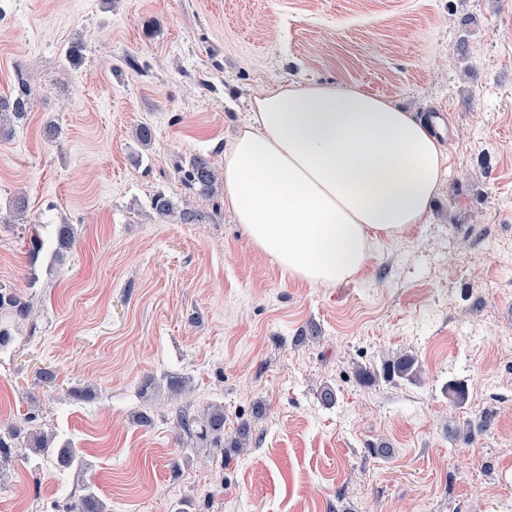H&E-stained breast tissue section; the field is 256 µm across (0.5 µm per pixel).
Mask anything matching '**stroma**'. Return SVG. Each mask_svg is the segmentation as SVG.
<instances>
[{"label":"stroma","instance_id":"obj_1","mask_svg":"<svg viewBox=\"0 0 512 512\" xmlns=\"http://www.w3.org/2000/svg\"><path fill=\"white\" fill-rule=\"evenodd\" d=\"M21 80L35 102L0 141V210L28 208L0 224V289L33 314L0 310V431L29 419L85 466L18 444L0 512H62L87 484L110 512H512V0H0V93ZM310 81L453 122L433 123L447 173L427 222L333 288L283 278L223 191L176 173L223 167L252 99ZM160 190L211 222L150 217ZM61 222L74 247L30 258L36 224ZM401 353L416 381L379 377ZM178 403L223 406L248 447L192 445ZM180 182L190 192L203 195L216 190L218 174L213 163L206 156L194 154L177 168Z\"/></svg>","mask_w":512,"mask_h":512}]
</instances>
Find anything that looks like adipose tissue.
<instances>
[{"mask_svg":"<svg viewBox=\"0 0 512 512\" xmlns=\"http://www.w3.org/2000/svg\"><path fill=\"white\" fill-rule=\"evenodd\" d=\"M445 165L424 117L333 83L285 84L225 151L224 199L284 278L334 287L425 222Z\"/></svg>","mask_w":512,"mask_h":512,"instance_id":"ef3b65f1","label":"adipose tissue"}]
</instances>
